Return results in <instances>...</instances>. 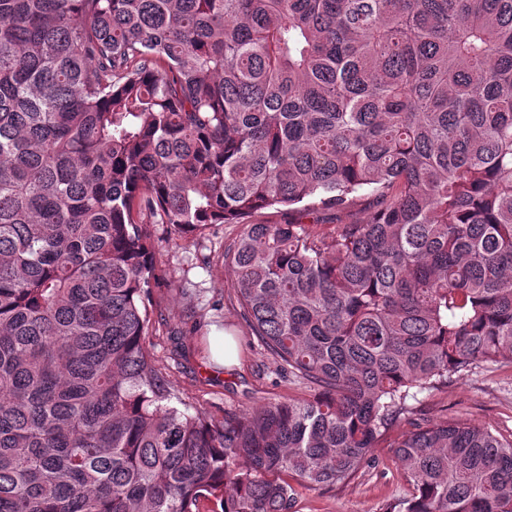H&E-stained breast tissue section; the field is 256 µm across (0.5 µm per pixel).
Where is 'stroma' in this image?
<instances>
[{
    "instance_id": "35a3bbf8",
    "label": "stroma",
    "mask_w": 512,
    "mask_h": 512,
    "mask_svg": "<svg viewBox=\"0 0 512 512\" xmlns=\"http://www.w3.org/2000/svg\"><path fill=\"white\" fill-rule=\"evenodd\" d=\"M238 224H213L205 231L177 237L161 234L155 259L166 272L152 291L156 334L149 347L180 398L215 416L276 398L307 400L313 391L285 377L278 362L247 334L234 292V275L224 250L241 233ZM234 337L238 363L233 371L215 368L209 341ZM415 407L436 420L460 419L512 438V368L482 363L442 390L418 394ZM409 428L394 423L373 452L368 467L346 487L331 492L300 489L299 512H382L383 505L410 486L392 450Z\"/></svg>"
}]
</instances>
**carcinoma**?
<instances>
[{"label": "carcinoma", "mask_w": 512, "mask_h": 512, "mask_svg": "<svg viewBox=\"0 0 512 512\" xmlns=\"http://www.w3.org/2000/svg\"><path fill=\"white\" fill-rule=\"evenodd\" d=\"M268 208L224 260L318 395L194 413L151 226ZM479 363L512 365V0H0V512H298ZM409 425L383 512H512V440ZM367 202L358 203L350 211L339 213H325L318 215V223H316L315 215H311L306 219H303L305 224L314 232L326 233L334 229L336 224H345L350 221L363 222L367 220L368 212Z\"/></svg>", "instance_id": "carcinoma-1"}]
</instances>
